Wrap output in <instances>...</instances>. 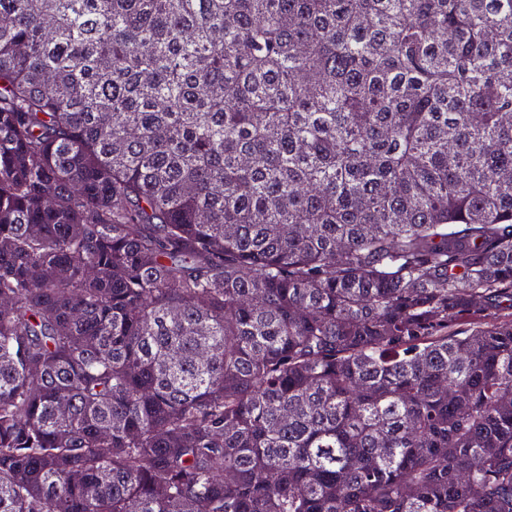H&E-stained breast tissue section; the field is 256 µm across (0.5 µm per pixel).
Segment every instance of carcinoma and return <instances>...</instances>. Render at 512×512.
<instances>
[{"label":"carcinoma","mask_w":512,"mask_h":512,"mask_svg":"<svg viewBox=\"0 0 512 512\" xmlns=\"http://www.w3.org/2000/svg\"><path fill=\"white\" fill-rule=\"evenodd\" d=\"M512 0H0V512H512Z\"/></svg>","instance_id":"carcinoma-1"}]
</instances>
